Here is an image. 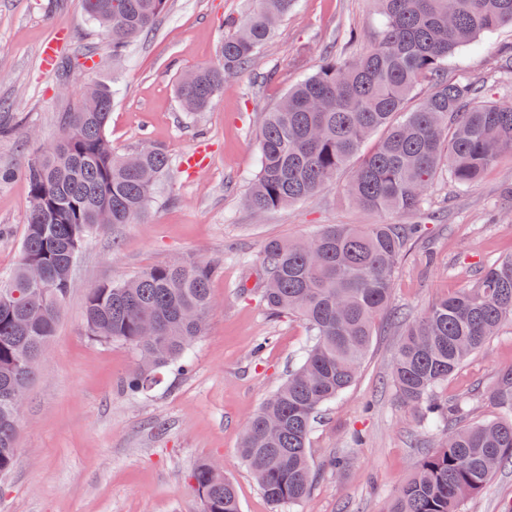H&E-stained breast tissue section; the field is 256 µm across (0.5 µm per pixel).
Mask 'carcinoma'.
I'll return each instance as SVG.
<instances>
[{"instance_id":"cac0c4a2","label":"carcinoma","mask_w":512,"mask_h":512,"mask_svg":"<svg viewBox=\"0 0 512 512\" xmlns=\"http://www.w3.org/2000/svg\"><path fill=\"white\" fill-rule=\"evenodd\" d=\"M169 0H83L112 57L124 55L152 29ZM383 19L378 44L358 56L326 59L262 115L261 165L247 197L264 212L313 197L358 155L345 191L371 211L413 212L436 177L459 188L476 183L512 156V104L486 99L482 81H450L448 56L477 36L512 24V0H375ZM297 0H255L244 21L231 23L217 62L178 77L186 112L206 109L224 83L250 66ZM91 81L62 113L59 132L29 159L23 175L29 210L18 264L0 282V477L14 467L18 420L6 391L30 387L54 335L70 290V273L86 239L104 224H131L170 176L166 153L146 147L131 155L112 149L106 127L113 83ZM420 102L407 109L415 91ZM380 138L368 151L364 144ZM412 224H329L298 242L268 240L261 259L260 302L275 317L298 315L311 339L300 364L247 420L238 453L274 512L301 502L314 475L309 440L322 408L356 379L388 309L392 279ZM35 264L42 282L29 280ZM215 262L187 257L153 266L123 282L92 289L84 301L85 335L121 342L137 353L122 388L135 398L165 369L185 370L189 350L214 310ZM403 337L392 364L401 401L432 425H446L442 446L429 452L387 512H463L503 466L512 464V367L485 397L503 416L457 425L436 388L512 324V255L483 268L453 295L415 317L395 311ZM203 512H241L235 486L212 459L188 475Z\"/></svg>"}]
</instances>
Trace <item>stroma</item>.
Masks as SVG:
<instances>
[{
	"mask_svg": "<svg viewBox=\"0 0 512 512\" xmlns=\"http://www.w3.org/2000/svg\"><path fill=\"white\" fill-rule=\"evenodd\" d=\"M252 7L253 0H169L154 29L116 59L82 0H0V112L13 124L0 136V169L15 173L0 186V281L19 259L26 224L28 186L20 171L37 147L54 139L67 104L57 92L58 73L40 64L46 40L64 34L61 59L83 60L71 72V90L120 76L107 127L117 152L155 146L172 163L141 219L99 229L80 253L20 416L17 462L0 479V512H201L188 475L205 458L220 460L241 512H273L238 445L247 418L298 365L310 333L299 317H270L254 296L260 248L270 239L312 235L325 224H410L414 217L359 208L343 190V174L285 209L258 213L245 205L259 169L255 132L262 113L326 55L367 50L382 30L374 0H298L251 68L226 83L206 110L183 112L177 77L210 63L228 33L224 18H244ZM510 46L512 25L482 34L449 57V78L483 80L492 99L512 103V74L498 68ZM196 151L203 164L185 169V156ZM425 218L427 235L401 260L391 299L392 307L415 314L468 284L476 270L512 255V157L467 189L434 183ZM189 256L218 266L211 281L215 311L192 348V369L164 371L148 393L130 398L120 383L135 353L86 336L84 298L102 284ZM396 345L394 326L381 316L358 377L314 425L315 483L292 512H386L440 444L439 431L395 393ZM511 366L508 324L436 395L469 398V421L497 418L499 409L479 392ZM337 457L348 460L343 470L332 467ZM464 512H512V465L497 471Z\"/></svg>",
	"mask_w": 512,
	"mask_h": 512,
	"instance_id": "35a3bbf8",
	"label": "stroma"
}]
</instances>
